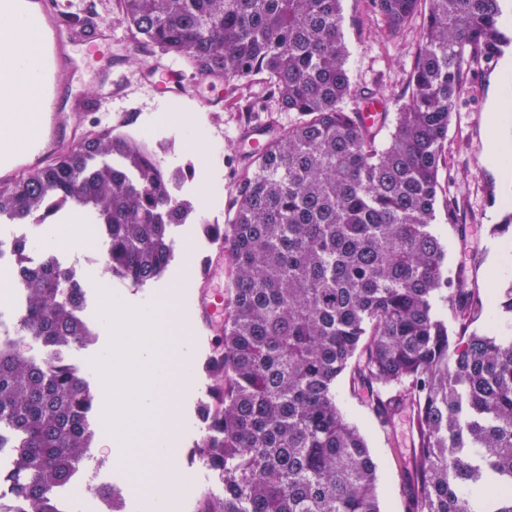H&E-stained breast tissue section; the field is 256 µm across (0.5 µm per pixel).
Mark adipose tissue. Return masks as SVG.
<instances>
[{"label":"adipose tissue","mask_w":512,"mask_h":512,"mask_svg":"<svg viewBox=\"0 0 512 512\" xmlns=\"http://www.w3.org/2000/svg\"><path fill=\"white\" fill-rule=\"evenodd\" d=\"M38 53V42L23 26L9 0H0V155H11L35 139L40 94L33 77L17 80Z\"/></svg>","instance_id":"adipose-tissue-1"}]
</instances>
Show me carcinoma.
<instances>
[{
    "instance_id": "1",
    "label": "carcinoma",
    "mask_w": 512,
    "mask_h": 512,
    "mask_svg": "<svg viewBox=\"0 0 512 512\" xmlns=\"http://www.w3.org/2000/svg\"><path fill=\"white\" fill-rule=\"evenodd\" d=\"M141 48L186 58L214 85L252 80L241 110L275 103L286 127L248 124L221 230L231 303L208 369L216 402L199 455L224 484L202 512H381L377 464L336 401L353 367L380 421L409 411L408 512H512V336L470 330L483 299L467 270L448 276L433 227L448 126L474 68L512 46L503 0H370L396 36L422 14L398 111L367 122L373 93L345 68L341 0H116ZM353 103L346 106V101ZM185 171L107 127L0 187V220L26 224L51 203L94 213L104 264L134 284L173 259L169 229L192 204ZM460 234L461 208L446 199ZM19 339L0 348L6 480L26 512H56L95 431L94 394L64 353L93 332L68 269L25 268ZM451 310L458 332L448 329Z\"/></svg>"
}]
</instances>
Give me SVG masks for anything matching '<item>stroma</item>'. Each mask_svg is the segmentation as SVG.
Returning <instances> with one entry per match:
<instances>
[{"instance_id": "35a3bbf8", "label": "stroma", "mask_w": 512, "mask_h": 512, "mask_svg": "<svg viewBox=\"0 0 512 512\" xmlns=\"http://www.w3.org/2000/svg\"><path fill=\"white\" fill-rule=\"evenodd\" d=\"M69 17L93 11L112 31L109 42L89 48L78 43L72 48L74 67L67 82L74 101L69 124L79 135L111 124L115 132L127 133L155 148L166 167L186 169L185 179L175 194L195 206L193 223L172 229L174 258L159 278L135 286L112 276L104 264L81 263L79 253L46 246L41 242L49 229L40 227L29 233L30 255L55 254L61 266L75 269L85 291L83 316L94 333L84 349L71 353L69 362L87 380L92 392L100 390V376L94 359L106 353L110 338L99 316L100 287H110L132 306L148 305L176 293V315L181 331L178 340L188 356L190 374L184 380L178 414L182 424L175 431L177 467L184 473L188 488L183 512H200L203 494H217L221 483L217 475L198 456L196 448L204 434L198 417L203 404L213 402V379L205 369L210 344L217 327L205 328L189 314L192 292L176 291L186 272L203 281L213 271V285H228V261H217V240L208 225L228 219L227 206L235 194L236 173L240 167L239 138L248 118L237 106L239 99L258 93L247 80L233 86L214 87L192 77L182 58L136 48L115 0H59ZM344 37L348 49L346 68L353 86L372 89L388 105L401 101L408 71L418 49L421 20H414L396 38H389L384 23L376 17L369 0H342ZM112 63L117 83L112 97L102 107H94L97 96L96 60ZM181 73L188 84L185 93L164 92V69ZM502 67L478 69L468 75L463 96L457 101L448 128L446 163L440 172V200L435 206V229L446 246L449 270L466 266L484 307L475 322L477 330L502 322L497 294L512 284V263L493 265L492 255L502 247L504 237L491 233V226L512 213V184L504 182L496 166L488 160L493 145L488 136L491 110H498L508 132L512 133V88L503 81ZM458 197L466 235H459L449 224L444 200ZM336 397L346 418L364 434L377 463L381 512H405V464L413 446L410 421L400 415L394 425H380L372 412L366 391L355 389L349 378L336 383ZM76 491L94 499L100 486L116 489L122 497V512H158L156 498L134 490L129 471L113 468L109 449L91 445L77 473Z\"/></svg>"}]
</instances>
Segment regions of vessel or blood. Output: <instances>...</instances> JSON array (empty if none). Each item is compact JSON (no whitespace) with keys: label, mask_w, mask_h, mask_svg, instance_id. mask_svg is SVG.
Returning <instances> with one entry per match:
<instances>
[{"label":"vessel or blood","mask_w":512,"mask_h":512,"mask_svg":"<svg viewBox=\"0 0 512 512\" xmlns=\"http://www.w3.org/2000/svg\"><path fill=\"white\" fill-rule=\"evenodd\" d=\"M18 3L29 23L39 27L44 35L43 52L33 67L43 89L49 124L46 133L31 147L12 160L0 162L1 185L13 180L23 170L37 167L44 157L59 155L64 144L74 136L64 121L65 76L71 65L70 48L74 42L69 18L54 0H18ZM199 306L208 319L221 316L224 312L223 290H205Z\"/></svg>","instance_id":"obj_1"}]
</instances>
